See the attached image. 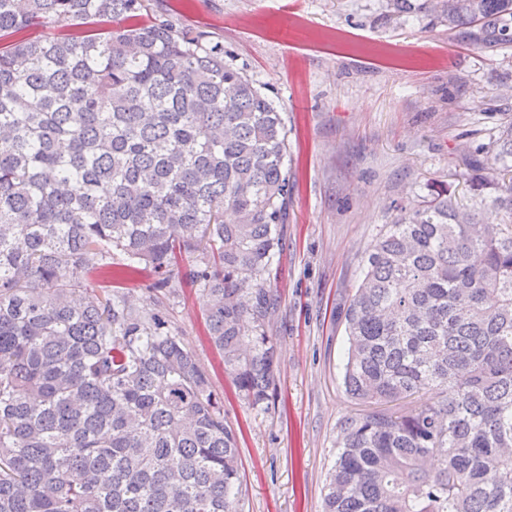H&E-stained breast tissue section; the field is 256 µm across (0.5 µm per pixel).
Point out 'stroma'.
Masks as SVG:
<instances>
[{
  "mask_svg": "<svg viewBox=\"0 0 512 512\" xmlns=\"http://www.w3.org/2000/svg\"><path fill=\"white\" fill-rule=\"evenodd\" d=\"M143 18L178 20L272 99L288 132V222L263 284L280 357L268 403L239 396L206 338L208 298L186 282L150 291L149 270L90 287L122 289L165 313L208 371L238 437L236 512H323L344 421L365 412L343 384V310L367 251L397 217L463 175L512 120V48L465 44L389 0H145Z\"/></svg>",
  "mask_w": 512,
  "mask_h": 512,
  "instance_id": "stroma-1",
  "label": "stroma"
}]
</instances>
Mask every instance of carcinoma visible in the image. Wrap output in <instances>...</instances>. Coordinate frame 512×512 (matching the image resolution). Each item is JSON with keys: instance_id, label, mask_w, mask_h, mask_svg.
<instances>
[{"instance_id": "cac0c4a2", "label": "carcinoma", "mask_w": 512, "mask_h": 512, "mask_svg": "<svg viewBox=\"0 0 512 512\" xmlns=\"http://www.w3.org/2000/svg\"><path fill=\"white\" fill-rule=\"evenodd\" d=\"M144 2L0 0V512H235L206 371L165 316L83 279L116 252L152 292L178 271L208 293L253 405L275 385L261 280L288 218L285 123L222 46L143 22ZM420 10L512 46V0ZM488 152L469 187L499 222L441 186L367 253L344 386L372 410L341 425L324 512H512V121Z\"/></svg>"}]
</instances>
